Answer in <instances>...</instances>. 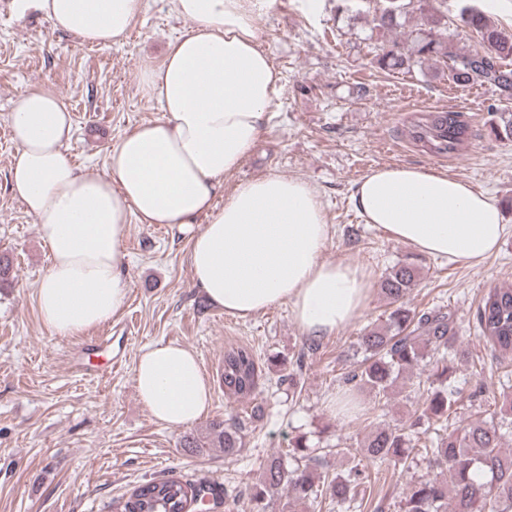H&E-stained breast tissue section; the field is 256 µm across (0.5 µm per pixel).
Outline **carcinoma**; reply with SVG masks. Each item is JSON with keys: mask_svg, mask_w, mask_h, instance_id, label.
Segmentation results:
<instances>
[{"mask_svg": "<svg viewBox=\"0 0 512 512\" xmlns=\"http://www.w3.org/2000/svg\"><path fill=\"white\" fill-rule=\"evenodd\" d=\"M426 0H384L374 9L373 22L383 30L399 26L398 18L417 9L423 23L418 32L394 40L376 55L383 71L404 70L411 63L442 58L448 73L458 82L493 87L505 99L512 97V39L491 24L475 0H457L458 20L464 31L476 32L484 50L457 53L440 39L448 29V10L424 5ZM409 141L424 153L452 157L471 136L464 115L453 110L413 112L408 117ZM420 268L414 262L391 267L381 288L390 301L384 326L366 328L358 336L356 352L361 359L345 377L347 393L360 400L368 392L375 401L388 398L389 390L404 372L424 364L430 367L425 407L402 424L385 425L372 431L351 455V466L343 474L325 470L322 457L306 453L298 439L291 444L289 467L280 457L262 467L261 481L253 498L259 512H267L279 489H291L284 512H296L307 502L319 505H363L364 488L376 481V467L405 466L411 452L429 459L431 475L399 492L400 512H512V454L502 448L512 432V391L502 393L495 412L499 421L476 420L449 428L458 397L443 383L453 373L451 361L459 356L458 328L452 314L440 308L417 310L406 301L418 285ZM476 337L485 343L500 364L512 362V288L494 287L481 298L475 314ZM260 369L252 351L244 346L224 350L221 381L224 394L235 398L254 395ZM243 424L216 422L205 436H187L183 447L222 448L235 456L243 447ZM204 489L177 478L146 481L127 497L112 501L111 512H192L206 494Z\"/></svg>", "mask_w": 512, "mask_h": 512, "instance_id": "carcinoma-1", "label": "carcinoma"}]
</instances>
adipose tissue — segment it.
Returning <instances> with one entry per match:
<instances>
[{
	"label": "adipose tissue",
	"instance_id": "ef3b65f1",
	"mask_svg": "<svg viewBox=\"0 0 512 512\" xmlns=\"http://www.w3.org/2000/svg\"><path fill=\"white\" fill-rule=\"evenodd\" d=\"M268 0H173L193 26L170 43L142 83L160 117L122 134L106 170L71 163L73 120L49 88L22 95L11 115L17 145L12 191L38 220L51 263L37 285L44 325L75 336L118 315L128 282L121 245L130 220L191 224L195 284L225 314L245 318L289 303L311 337L354 323L371 283L358 266L323 260L329 237L317 189L265 174L223 191L271 121L282 76L261 46L257 19ZM53 26L87 44H117L143 0H38ZM223 206H216V193ZM352 198L365 223L418 252L481 262L505 232L501 208L447 172L372 169ZM142 402L163 426L180 429L209 410L210 387L196 355L176 343L144 349L134 369Z\"/></svg>",
	"mask_w": 512,
	"mask_h": 512
}]
</instances>
